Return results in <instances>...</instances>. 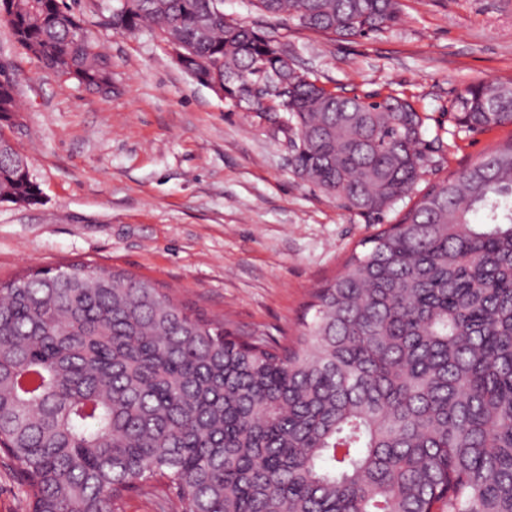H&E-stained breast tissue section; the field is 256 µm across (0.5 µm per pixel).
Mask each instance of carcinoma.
<instances>
[{"instance_id":"1","label":"carcinoma","mask_w":512,"mask_h":512,"mask_svg":"<svg viewBox=\"0 0 512 512\" xmlns=\"http://www.w3.org/2000/svg\"><path fill=\"white\" fill-rule=\"evenodd\" d=\"M115 2V32L149 25L197 83L287 114L294 172L342 207L379 224L417 199L281 343L85 264L0 281V452L28 512H114L158 480L182 512H512V139L418 192L427 145L409 100L326 89L223 0ZM255 7L342 37L400 17L399 0ZM0 20L46 69L112 83L66 0H0ZM18 116L0 67V202L33 205L7 134ZM457 123L512 125V84L467 87Z\"/></svg>"}]
</instances>
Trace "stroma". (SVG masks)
I'll return each instance as SVG.
<instances>
[{
	"mask_svg": "<svg viewBox=\"0 0 512 512\" xmlns=\"http://www.w3.org/2000/svg\"><path fill=\"white\" fill-rule=\"evenodd\" d=\"M106 2L74 9L111 57L108 97L45 69L0 23L20 108L11 137L41 191L34 205L0 202V281L84 263L151 280L245 338L296 333L315 289L378 225L297 176L287 134L195 82L155 33L113 31ZM400 3L392 28L347 39L263 16L251 0H224L223 9L274 29L327 89L414 101L426 140H442L425 188L512 138V125L464 132L453 119L467 86L512 82V0ZM115 510L180 506L156 483Z\"/></svg>",
	"mask_w": 512,
	"mask_h": 512,
	"instance_id": "stroma-1",
	"label": "stroma"
}]
</instances>
